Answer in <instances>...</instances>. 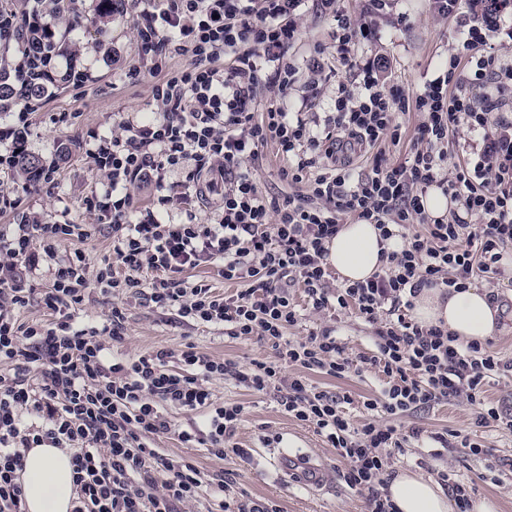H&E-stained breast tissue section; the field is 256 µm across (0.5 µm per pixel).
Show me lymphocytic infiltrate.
<instances>
[{"instance_id": "1", "label": "lymphocytic infiltrate", "mask_w": 512, "mask_h": 512, "mask_svg": "<svg viewBox=\"0 0 512 512\" xmlns=\"http://www.w3.org/2000/svg\"><path fill=\"white\" fill-rule=\"evenodd\" d=\"M305 0H166L147 12L138 35L159 51L153 71L161 80L153 98L163 117L125 124L121 137L96 138L88 155L105 174L106 189L87 200L110 220L112 257L90 267L84 253L63 256L65 241L81 242L83 224L39 220L0 230V512H25L20 484L24 453L45 445L68 449L77 497L72 512H186L210 487L213 512H281L269 500L241 502L225 496L223 475L203 481L185 457H171L155 439L176 433L187 448L223 457L245 414L235 401L216 402L209 388L224 378L254 393L273 394L289 417L314 427L348 464L345 480L366 491L367 512H396L379 490L393 450L421 430L388 424L391 416L450 401L476 406L478 425L512 429V417L487 402L484 387L512 371L482 344H463L439 326L411 319L413 300L425 287L464 289L474 277L500 275L512 246V121L501 117V95L512 87V66L485 51L483 26L463 30L457 62L409 92L379 82L380 62L357 65L350 46L368 28L345 13L340 0H319L336 24L333 37L342 64L358 81L339 84L334 110L322 133L302 117L270 104L256 115L255 90L264 84L287 97L294 69L288 61L295 22ZM187 57L171 71L167 58ZM482 89L480 99L449 96V85ZM421 112L417 145L403 161L376 155L356 172L353 154L403 136L400 115ZM477 135L464 163H448L449 138L458 127ZM275 142L285 166L280 174L308 191L268 198L254 170L267 142ZM184 172L183 189L167 191L168 174ZM155 184L163 204L181 206L192 196L224 190V206L212 224H165L152 209L136 210L132 187ZM437 189L455 207L429 218L425 200ZM377 226L383 238H402L374 277L326 286L327 243L344 218ZM422 232L408 233V225ZM55 263L51 287L35 290L22 271ZM216 266L225 280L245 283L226 297L186 272ZM153 278L143 279L145 270ZM301 283L307 301L290 296ZM113 304L97 327L78 315L91 293ZM142 295L153 307L222 330L233 339L271 343L272 361L247 364L215 359L194 343L159 348L131 360L115 358L112 344L125 339L124 298ZM40 301L47 322H24L20 313ZM352 309L375 324L374 350L360 356L361 369L381 373L378 396L363 400L366 415L354 424L348 398L309 383L306 371L344 374L354 360L326 327L305 339L287 336L303 310ZM174 406L202 413L201 422L173 430L161 412Z\"/></svg>"}]
</instances>
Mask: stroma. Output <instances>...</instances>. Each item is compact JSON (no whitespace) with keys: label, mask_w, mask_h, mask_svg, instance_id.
Masks as SVG:
<instances>
[{"label":"stroma","mask_w":512,"mask_h":512,"mask_svg":"<svg viewBox=\"0 0 512 512\" xmlns=\"http://www.w3.org/2000/svg\"><path fill=\"white\" fill-rule=\"evenodd\" d=\"M120 4L111 23L90 26L86 20L95 13L97 0H69L56 21L62 56L79 53L90 75L80 83H58L51 94L30 105L24 150L43 163H55L52 180L26 185L15 172L0 171V195L17 193L22 199L18 208L0 210V226L21 223L29 213L40 214L47 222L89 225L91 235L80 248L93 264L111 255L112 234L107 225L97 223L85 205L107 184L104 176L92 169L86 154L90 138L96 134L116 136L123 123L137 124L158 117L153 98L157 78L150 71L153 55L143 50L137 37L146 4L144 0H120ZM341 6L373 30L371 37L352 45V56L387 57L390 67L381 74L387 84L416 90L426 79L442 72L459 52L460 19L439 16L431 0H390L382 14L372 11L370 0H342ZM296 28L288 51L295 75L286 108L302 113L318 131L324 126L327 112L333 109L338 84L352 80L353 74L340 63L332 37L334 23L321 14L315 0H307ZM132 66L141 70L139 79L127 78ZM260 152L257 178L265 195L281 199L303 192V185L281 178L285 160L275 143L265 144ZM132 193L138 208H153L168 224L191 220L212 224L220 212L221 197L217 194L192 199L189 205L174 209L158 204L154 187H136ZM474 284L489 293L498 310V330L488 348L503 361L512 362V267L503 268L501 277L493 280L475 278ZM125 313L126 339L113 348L118 357L132 358L160 347L176 350L187 342L214 358L243 364L275 357L269 344L253 338L233 339L220 331L185 323L176 312L156 310L141 296L126 299ZM326 326L338 329L351 358L371 352L372 326L350 312L328 309L305 313L287 334L300 339ZM306 377L313 385L349 395L351 402L346 411L356 424L364 419L362 401L376 395L381 384L380 375L354 369L339 377L314 371L307 372ZM210 388L216 400L244 405L245 417L234 437L238 448H244V455L228 450L219 459L202 448L182 447L173 433L156 438L157 447L167 454L190 458L204 478L225 474L230 479L227 494L231 497L267 499L276 502L282 512H366L364 493L349 487L344 479L346 462L313 428L285 414L272 396L221 379L212 380ZM396 422L406 431L421 429L422 436L394 452L388 475L411 472L436 480L443 473H452L470 484L471 500L491 502L494 512H512V430L479 426L475 407L455 401L406 413ZM446 432L494 448L499 460L495 479H486L484 460L466 454L464 449L437 451L431 436ZM283 449L290 455H306L322 463L327 477L324 490L317 492L300 482L283 483L274 464L278 451Z\"/></svg>","instance_id":"35a3bbf8"}]
</instances>
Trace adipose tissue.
<instances>
[{
  "label": "adipose tissue",
  "mask_w": 512,
  "mask_h": 512,
  "mask_svg": "<svg viewBox=\"0 0 512 512\" xmlns=\"http://www.w3.org/2000/svg\"><path fill=\"white\" fill-rule=\"evenodd\" d=\"M398 240L382 239L375 225H342L327 248V262L342 281L361 282L381 271L382 252L397 249ZM414 317L423 325L447 328L462 343L485 342L494 335L497 310L485 290L422 288L414 300ZM27 512H70L75 498L71 454L45 446L27 451L21 473ZM387 498L398 512H451L448 495L431 479L403 472L388 480Z\"/></svg>",
  "instance_id": "ef3b65f1"
}]
</instances>
